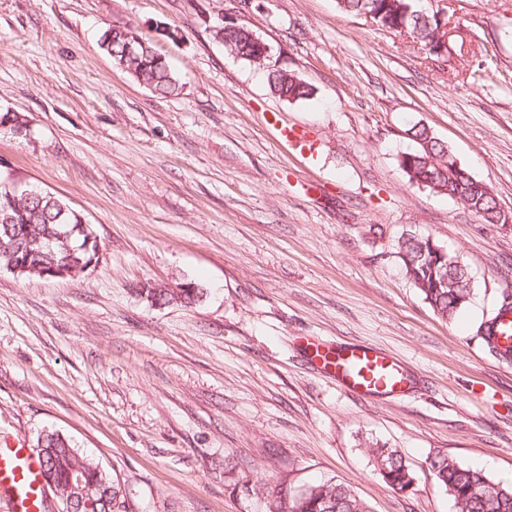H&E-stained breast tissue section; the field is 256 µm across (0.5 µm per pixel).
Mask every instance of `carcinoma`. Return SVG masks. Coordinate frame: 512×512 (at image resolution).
Segmentation results:
<instances>
[{"instance_id":"carcinoma-1","label":"carcinoma","mask_w":512,"mask_h":512,"mask_svg":"<svg viewBox=\"0 0 512 512\" xmlns=\"http://www.w3.org/2000/svg\"><path fill=\"white\" fill-rule=\"evenodd\" d=\"M347 14L363 16L380 30L402 26L426 47L436 39L438 21L434 11L419 14V0H337ZM250 29L231 30L219 25L215 37L236 57L254 63L258 54ZM102 49L139 83L160 96L177 94L179 84L166 57L154 41L141 33L126 38L107 29ZM270 91L287 100H305L312 89L298 75L284 69H265ZM26 116L0 113V126L27 130ZM415 148L401 156L400 167L409 181L434 193H445L468 208L485 224H497L500 211L490 188L473 178L458 164L445 142L430 128L415 124L409 129ZM84 217L59 197L41 191L32 198L12 183L0 181V268L22 265L18 275L42 279L54 268H67L80 275L89 264L99 242ZM396 254L408 279L433 312L451 319L469 300L470 277L459 261L428 237L401 236ZM146 296L162 304L174 300L191 304L198 289L148 288ZM32 452L40 462L41 475L52 478L58 512H122V489L98 464L79 455L57 433L40 435ZM375 470L391 488L404 491L413 481L410 467L393 448H371ZM437 482L454 501L456 512H512V485L495 482L482 472L447 457L430 460ZM82 480L83 506L72 501L71 481ZM270 512H369L368 507L346 485L326 482L296 492L279 486L272 491Z\"/></svg>"}]
</instances>
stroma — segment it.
<instances>
[{
  "label": "stroma",
  "mask_w": 512,
  "mask_h": 512,
  "mask_svg": "<svg viewBox=\"0 0 512 512\" xmlns=\"http://www.w3.org/2000/svg\"><path fill=\"white\" fill-rule=\"evenodd\" d=\"M466 42L448 61L341 12L337 0H0V180L80 211L97 265L74 279L0 268V438L56 431L98 462L126 512H269L268 490L347 484L370 512H455L429 462L512 482V366L477 336L512 290V0H422ZM237 19L314 90L273 95L214 36ZM130 24L181 85L160 97L99 47ZM494 65L474 71L483 54ZM303 130L282 141L267 120ZM427 125L493 190L483 224L409 182L408 133ZM466 267L470 302L438 317L395 254L402 235ZM199 288L151 304L148 286ZM366 342L417 378L364 399L315 375L298 341ZM397 449L391 489L370 448ZM371 448L375 470L394 490L404 491L413 481L410 467L396 449L378 446Z\"/></svg>",
  "instance_id": "35a3bbf8"
}]
</instances>
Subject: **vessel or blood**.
<instances>
[{
	"instance_id": "1",
	"label": "vessel or blood",
	"mask_w": 512,
	"mask_h": 512,
	"mask_svg": "<svg viewBox=\"0 0 512 512\" xmlns=\"http://www.w3.org/2000/svg\"><path fill=\"white\" fill-rule=\"evenodd\" d=\"M486 331L498 350L512 349V307L497 310ZM307 363L363 398H402L414 375L398 359L369 344L339 343L321 336L301 338ZM45 491L37 459L22 444L0 446V512H43Z\"/></svg>"
}]
</instances>
